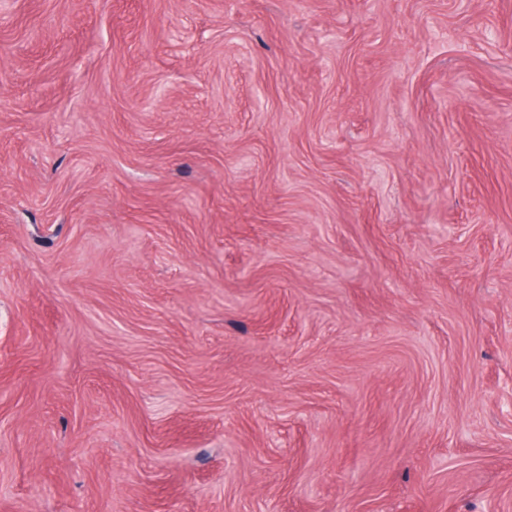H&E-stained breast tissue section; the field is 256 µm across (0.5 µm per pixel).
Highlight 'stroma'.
<instances>
[{"label": "stroma", "instance_id": "1", "mask_svg": "<svg viewBox=\"0 0 512 512\" xmlns=\"http://www.w3.org/2000/svg\"><path fill=\"white\" fill-rule=\"evenodd\" d=\"M512 0H0V512H512Z\"/></svg>", "mask_w": 512, "mask_h": 512}]
</instances>
